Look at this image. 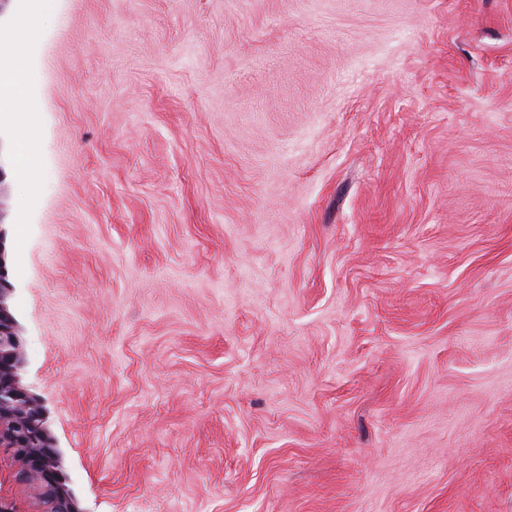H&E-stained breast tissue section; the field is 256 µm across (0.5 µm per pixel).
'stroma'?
<instances>
[{"label": "stroma", "mask_w": 512, "mask_h": 512, "mask_svg": "<svg viewBox=\"0 0 512 512\" xmlns=\"http://www.w3.org/2000/svg\"><path fill=\"white\" fill-rule=\"evenodd\" d=\"M36 3L0 229L84 512H512V0Z\"/></svg>", "instance_id": "1"}]
</instances>
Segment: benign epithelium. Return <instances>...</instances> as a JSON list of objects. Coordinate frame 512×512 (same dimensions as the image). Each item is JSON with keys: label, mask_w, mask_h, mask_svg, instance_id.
Returning <instances> with one entry per match:
<instances>
[{"label": "benign epithelium", "mask_w": 512, "mask_h": 512, "mask_svg": "<svg viewBox=\"0 0 512 512\" xmlns=\"http://www.w3.org/2000/svg\"><path fill=\"white\" fill-rule=\"evenodd\" d=\"M13 292L0 232V447L13 460V480L39 491L41 512H85L61 472L41 400L23 383V338L8 300Z\"/></svg>", "instance_id": "7a95c632"}]
</instances>
